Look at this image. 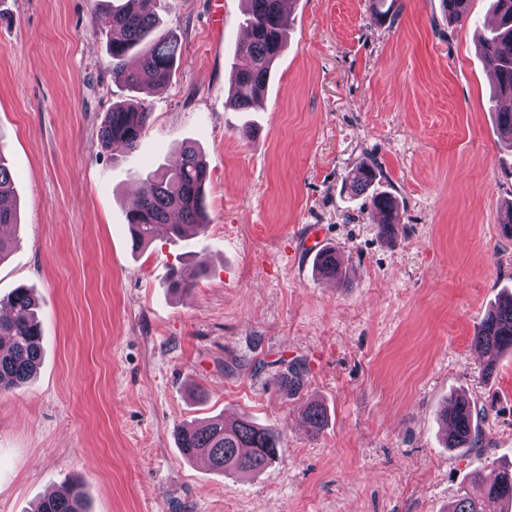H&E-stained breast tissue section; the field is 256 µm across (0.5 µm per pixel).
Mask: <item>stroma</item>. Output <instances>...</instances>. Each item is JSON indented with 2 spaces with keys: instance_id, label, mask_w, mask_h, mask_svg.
<instances>
[{
  "instance_id": "1",
  "label": "stroma",
  "mask_w": 512,
  "mask_h": 512,
  "mask_svg": "<svg viewBox=\"0 0 512 512\" xmlns=\"http://www.w3.org/2000/svg\"><path fill=\"white\" fill-rule=\"evenodd\" d=\"M113 0H0V154L18 224L0 298L32 288L42 361L0 395V512H33L70 478L89 512H449L468 475L512 463V354L485 376L472 337L512 293V148L491 102L477 28L441 0H286L287 45L263 107L229 104L244 0H160L183 44L148 88L135 152L99 127L128 98L109 55ZM251 125L255 135L239 130ZM201 152L208 225L134 249L126 210L145 178ZM399 201L396 237L346 176L367 158ZM341 257L321 277L312 227ZM192 278L175 293L174 270ZM300 362L288 396L276 375ZM464 394L484 409L481 449L451 453L437 414ZM328 424L310 437L308 401ZM250 415L281 457L221 475L178 448L180 425Z\"/></svg>"
}]
</instances>
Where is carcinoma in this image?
<instances>
[{"label": "carcinoma", "instance_id": "cac0c4a2", "mask_svg": "<svg viewBox=\"0 0 512 512\" xmlns=\"http://www.w3.org/2000/svg\"><path fill=\"white\" fill-rule=\"evenodd\" d=\"M158 0H124L112 9V77L135 91L144 89V79L164 84L175 72L182 53L177 36L159 30L156 13ZM246 26L250 37L236 55L232 66V103L238 112H251L262 104L272 66L285 47L287 16L282 0H246ZM470 0H442L448 19L462 22L469 18ZM496 22L480 34V51L485 65L496 78L495 98H512V0H493ZM151 112L142 101L123 102L106 113L98 136L109 147L120 142L134 150L148 127ZM380 174L374 158L362 162L348 175L350 188L357 193L368 189ZM209 172L202 157L192 148L181 151L174 166L148 179L147 188L136 196L127 212L133 246L139 248L155 238L156 226H167L170 240L180 241L206 228L205 191ZM14 176L6 159L0 155V256L7 241V231L17 223L13 203ZM318 272L334 279L341 274V262L332 250L316 260ZM10 314L0 316V339L7 342L0 349V393L12 392L27 383L41 362L42 320L39 304L28 288L15 289L6 299ZM473 342L492 362L484 368L492 374L495 360L512 352V295L498 302L478 325ZM281 388L292 396L305 387V369L289 364L277 375ZM482 412L463 396L449 398L439 411L446 425L443 438L448 449H479L483 434L477 427ZM307 433L315 437L325 425V412L316 401L307 403L301 414ZM178 445L189 458H207L213 471L251 475L278 460L281 435L275 429L256 423L248 416L231 422L217 419L178 427ZM512 504V468L484 487L481 496L462 491L452 512H506ZM37 512H86V498L77 481H69L56 494L41 500Z\"/></svg>", "mask_w": 512, "mask_h": 512}]
</instances>
